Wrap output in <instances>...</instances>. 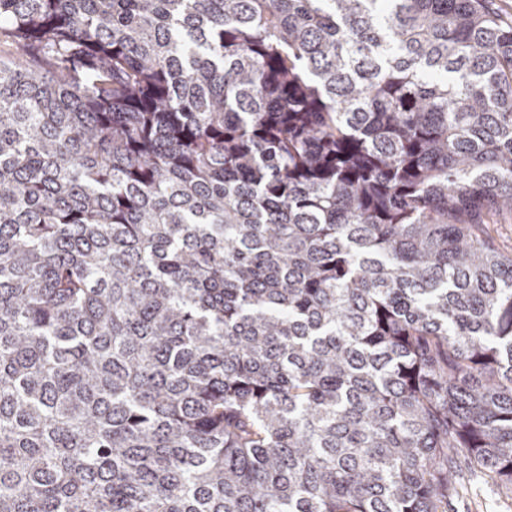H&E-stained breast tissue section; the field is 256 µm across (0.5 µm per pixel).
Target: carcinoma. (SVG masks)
Returning a JSON list of instances; mask_svg holds the SVG:
<instances>
[{
  "label": "carcinoma",
  "instance_id": "carcinoma-1",
  "mask_svg": "<svg viewBox=\"0 0 512 512\" xmlns=\"http://www.w3.org/2000/svg\"><path fill=\"white\" fill-rule=\"evenodd\" d=\"M0 512L512 496L491 0H0ZM447 512H512V499L499 494L483 474L464 468L458 493Z\"/></svg>",
  "mask_w": 512,
  "mask_h": 512
}]
</instances>
